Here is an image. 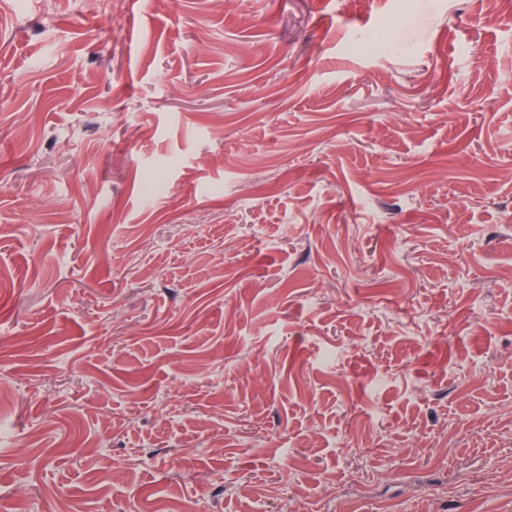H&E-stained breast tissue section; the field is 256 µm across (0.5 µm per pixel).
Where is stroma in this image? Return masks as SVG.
I'll return each instance as SVG.
<instances>
[{"label": "stroma", "instance_id": "35a3bbf8", "mask_svg": "<svg viewBox=\"0 0 512 512\" xmlns=\"http://www.w3.org/2000/svg\"><path fill=\"white\" fill-rule=\"evenodd\" d=\"M241 2L0 0V512H512V0Z\"/></svg>", "mask_w": 512, "mask_h": 512}]
</instances>
